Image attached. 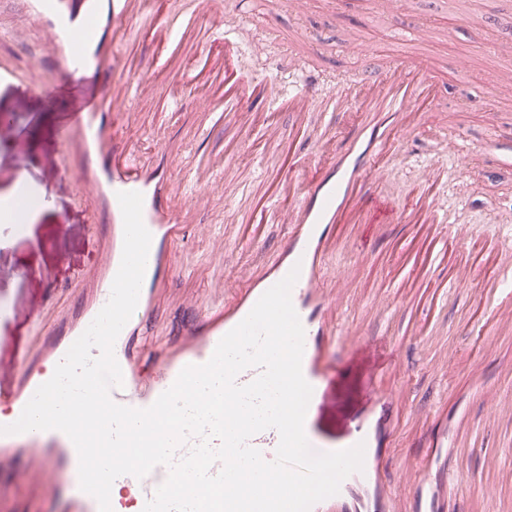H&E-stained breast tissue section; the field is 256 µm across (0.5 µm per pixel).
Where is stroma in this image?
<instances>
[{"label": "stroma", "mask_w": 512, "mask_h": 512, "mask_svg": "<svg viewBox=\"0 0 512 512\" xmlns=\"http://www.w3.org/2000/svg\"><path fill=\"white\" fill-rule=\"evenodd\" d=\"M215 36L235 37L239 43L237 64L244 76H267L287 82L288 71L298 68L323 72L331 88L354 99L361 85L356 80L366 58L382 61L402 57L408 64L428 68L440 91L426 113L415 140L420 153L434 152L440 165L449 158L467 156L468 164L450 175L446 210L450 222L484 225L488 214L512 217V84L502 76L512 71V0H396L391 15L380 14L376 0H305L300 9L286 0H238L235 8L211 19ZM265 44L255 54L253 40ZM12 57L17 79L0 89V100L26 95L40 74L26 67L29 55L44 56L55 68L53 55L43 45L41 32L14 12L12 0H0V55ZM188 89L177 84L145 83L136 90L141 104L137 155L149 159L155 152L153 132L163 128L182 142L185 153L172 158L175 181L188 183L202 172L210 156L222 154L228 166L221 173L222 193L212 209L197 214L198 225L210 234L190 230L177 254L181 283L208 298L212 272L209 268L214 233L223 231L226 212L241 221L242 238L224 247V286L237 285L236 274L261 265L272 257L285 226L277 211H270L261 224L249 223L251 206L268 188L279 157L267 128L275 126L281 139L294 130V119L274 96L254 102V117L245 127L225 122L223 112L203 117L188 107ZM54 113L21 112L18 124L33 131L28 153L15 160L12 147L0 143V159L11 160L17 177L0 178V197L15 186L16 178L28 185L33 204L29 223L16 225L12 238L0 246V266L14 269L0 279V310L9 311L17 297L37 289L51 288L38 317L25 322L0 320V331L12 336H37L41 320L62 314L72 301L86 271L94 261L98 240L106 232L98 215L84 202L79 188L54 179L49 166L70 163L54 145ZM416 158L389 167L385 187L400 207L413 206L420 196L416 181ZM69 223V235L57 226ZM410 231L395 228L391 243H376L371 261L357 273L350 319L369 324L365 313L372 298L390 287L382 266L389 245L405 243ZM258 237V245L247 237ZM456 303L436 313L439 330L448 346V372L439 375L432 360L438 348L420 340V368L412 378L417 395L427 399L443 387H455L475 361L494 369L497 359L512 352V337L485 336L475 329L459 327ZM471 429L458 460L459 484L474 512H494L497 497L512 494V427L488 421L481 403L468 409ZM496 456L501 466L490 472L486 456Z\"/></svg>", "instance_id": "1"}]
</instances>
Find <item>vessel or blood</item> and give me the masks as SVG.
I'll use <instances>...</instances> for the list:
<instances>
[{
  "mask_svg": "<svg viewBox=\"0 0 512 512\" xmlns=\"http://www.w3.org/2000/svg\"><path fill=\"white\" fill-rule=\"evenodd\" d=\"M31 24L57 53V67L34 84L27 96L0 106V142L23 156L29 140L15 116L39 110L62 114L54 129L59 149L75 154L74 164L55 176L78 185L95 212L106 217L109 231L96 252L85 284L69 311L49 322L34 345L36 362H28L23 338L0 333V426L14 423L37 388L83 334L110 298L124 241L119 192L143 196L142 217L152 240L137 308L120 332L114 355L123 384L112 388L121 405L146 408L175 382L187 365L209 361L221 338L236 327L258 299L299 268L291 299L304 328L302 371L313 388L305 432L311 448L332 452L364 444V469L346 477L338 494L313 505L311 512H470L458 484L454 425L465 399L486 406L490 422L512 426V401L500 397L496 376L512 377V360L489 375L472 366L464 398L415 402L407 339L384 333L369 338L366 329L340 324L339 317L354 284L349 273L328 277L326 261L349 252L358 260L342 229L370 225L374 238L386 237L394 224L416 228L414 245L393 256L392 293L375 299L371 311L392 324L406 300L418 310L446 308L453 290L462 288L481 314L488 335H512V235L500 223L487 225L491 246L480 264L469 261L468 247L477 234L472 224H447L437 189L441 172L435 160L416 167L426 196L415 206H395L383 192L386 167L407 156L410 133L421 124L423 104L436 95L429 71L398 61L363 68V91L357 104L327 92L319 73L308 72L300 89L283 96L294 117L296 135L278 143L280 164L252 216L262 223L281 201L286 226L270 263L242 269L232 296L216 280L208 300L174 287L176 253L188 228L190 212L210 210L218 191L215 180L177 184L168 165L180 144L156 129L158 152L146 165L133 160L139 131L134 107L136 85L162 74L192 92L194 111L207 113L223 103L226 116L246 122L257 95L273 93V84L243 77L237 69L235 40L213 38L210 29H192L174 21L167 0H20ZM146 29L151 55L133 61L124 53L130 35ZM197 48L195 63L179 59L185 45ZM324 103L334 122L347 130L340 146L310 124V110ZM180 313L173 342L151 370H144L139 343L153 327L166 326L165 310ZM410 432L422 452L397 454L396 442ZM250 446L274 460L279 444L275 429L253 435ZM79 459L69 437L58 430L0 435V471L12 472L17 486L30 492L33 512H99L97 501L79 487ZM155 467L144 478L123 475L124 489L138 512L168 477Z\"/></svg>",
  "mask_w": 512,
  "mask_h": 512,
  "instance_id": "vessel-or-blood-1",
  "label": "vessel or blood"
}]
</instances>
